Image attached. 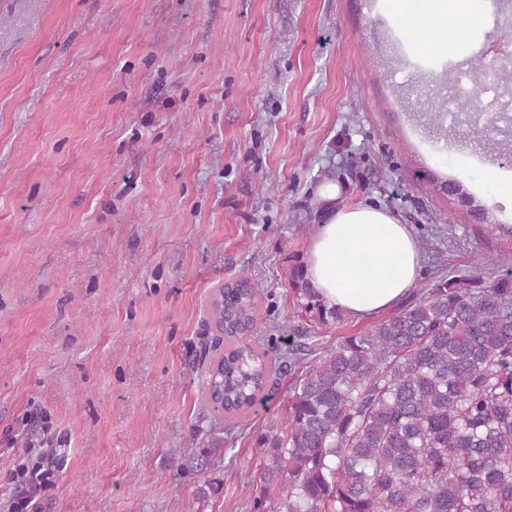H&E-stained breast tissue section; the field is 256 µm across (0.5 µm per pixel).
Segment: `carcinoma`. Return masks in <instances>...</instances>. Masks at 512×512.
I'll list each match as a JSON object with an SVG mask.
<instances>
[{
	"mask_svg": "<svg viewBox=\"0 0 512 512\" xmlns=\"http://www.w3.org/2000/svg\"><path fill=\"white\" fill-rule=\"evenodd\" d=\"M303 311L322 323L340 311L309 288ZM263 289L224 282L211 301L218 338L202 378L205 400L231 418L301 360L256 336ZM279 349L276 356L258 347ZM288 429L258 437L262 462L252 512H512V274L489 286L443 280L394 314L345 337L295 378ZM224 438L188 456L215 495Z\"/></svg>",
	"mask_w": 512,
	"mask_h": 512,
	"instance_id": "1",
	"label": "carcinoma"
}]
</instances>
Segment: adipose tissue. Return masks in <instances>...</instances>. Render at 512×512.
<instances>
[{
  "label": "adipose tissue",
  "instance_id": "1",
  "mask_svg": "<svg viewBox=\"0 0 512 512\" xmlns=\"http://www.w3.org/2000/svg\"><path fill=\"white\" fill-rule=\"evenodd\" d=\"M412 27L405 37L421 49L415 27L431 29L441 39L454 36L468 45L483 23L481 0H411ZM339 187L320 186L322 218L305 257L307 284L325 302L356 317L385 311L414 288L422 258L408 225L390 211L362 203H339Z\"/></svg>",
  "mask_w": 512,
  "mask_h": 512
}]
</instances>
